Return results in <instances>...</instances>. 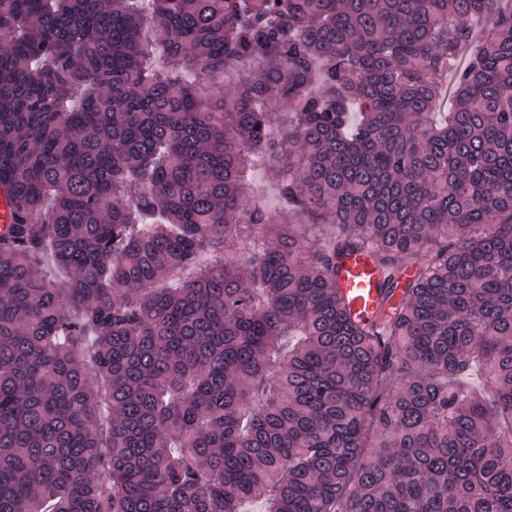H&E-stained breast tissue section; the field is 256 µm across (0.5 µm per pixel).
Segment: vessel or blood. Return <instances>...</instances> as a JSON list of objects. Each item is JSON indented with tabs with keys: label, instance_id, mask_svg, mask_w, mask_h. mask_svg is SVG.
I'll use <instances>...</instances> for the list:
<instances>
[{
	"label": "vessel or blood",
	"instance_id": "b4317fda",
	"mask_svg": "<svg viewBox=\"0 0 512 512\" xmlns=\"http://www.w3.org/2000/svg\"><path fill=\"white\" fill-rule=\"evenodd\" d=\"M339 285L352 317L361 322L372 320L381 302L382 288L367 251H354L345 256Z\"/></svg>",
	"mask_w": 512,
	"mask_h": 512
}]
</instances>
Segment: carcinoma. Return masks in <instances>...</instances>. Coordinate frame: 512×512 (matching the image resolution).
Wrapping results in <instances>:
<instances>
[{
	"label": "carcinoma",
	"mask_w": 512,
	"mask_h": 512,
	"mask_svg": "<svg viewBox=\"0 0 512 512\" xmlns=\"http://www.w3.org/2000/svg\"><path fill=\"white\" fill-rule=\"evenodd\" d=\"M0 185V512H512V0H0ZM268 169L257 170L251 173L250 180L254 188L260 190L264 195L266 206L274 213L283 207V199L276 190L275 184L268 177ZM339 285L353 318L371 321L380 305V278L367 250L349 253L343 259Z\"/></svg>",
	"instance_id": "carcinoma-1"
}]
</instances>
